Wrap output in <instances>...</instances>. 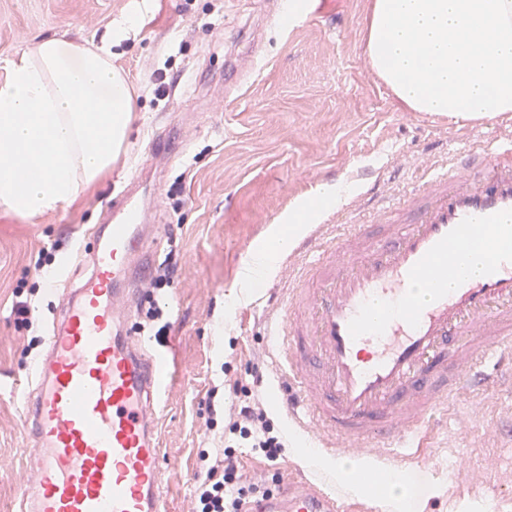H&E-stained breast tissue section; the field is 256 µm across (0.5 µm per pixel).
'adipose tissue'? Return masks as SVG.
<instances>
[{
    "label": "adipose tissue",
    "instance_id": "1",
    "mask_svg": "<svg viewBox=\"0 0 512 512\" xmlns=\"http://www.w3.org/2000/svg\"><path fill=\"white\" fill-rule=\"evenodd\" d=\"M151 8L152 0H129L100 44L46 37L0 65V207L22 218L64 210L119 161L134 92L112 49L136 34ZM474 28L483 39H471ZM365 50L409 111L475 119L512 112V0H372ZM350 192L324 184L292 206L242 259L235 288H263L305 224ZM334 471L351 491L377 489L393 512H406L403 475L380 476L373 487L362 464Z\"/></svg>",
    "mask_w": 512,
    "mask_h": 512
}]
</instances>
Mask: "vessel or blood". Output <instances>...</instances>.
I'll return each mask as SVG.
<instances>
[{
    "label": "vessel or blood",
    "mask_w": 512,
    "mask_h": 512,
    "mask_svg": "<svg viewBox=\"0 0 512 512\" xmlns=\"http://www.w3.org/2000/svg\"><path fill=\"white\" fill-rule=\"evenodd\" d=\"M423 170L422 187L396 198L366 178L348 211L369 209V221L316 225L289 256L269 330L275 397L336 460L413 463L428 414L512 379V138ZM112 208L30 373L32 480L19 512H161L163 356L120 315L150 272L153 227L134 201ZM476 242L486 260L472 273ZM245 512L363 508L297 471Z\"/></svg>",
    "instance_id": "b4317fda"
}]
</instances>
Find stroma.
<instances>
[{
  "instance_id": "stroma-1",
  "label": "stroma",
  "mask_w": 512,
  "mask_h": 512,
  "mask_svg": "<svg viewBox=\"0 0 512 512\" xmlns=\"http://www.w3.org/2000/svg\"><path fill=\"white\" fill-rule=\"evenodd\" d=\"M128 0H0V59L45 37L98 42ZM370 0H310L307 22L287 26L280 0H153L138 33L113 50L135 90V120L121 160L66 210L35 220L0 208V512H13L30 474L19 461L29 444L18 393L42 356L48 331L84 268L74 242L94 245L110 204L144 198L143 223L159 227L155 258L178 271L161 301L171 327L164 368L168 389L158 421L172 461L162 476L168 512H190L207 460L228 445L223 414L235 382L253 386L285 436L279 468L250 448L235 453L245 475L288 477L305 467L292 428L274 398L278 373L264 336L270 297L287 281L288 260L258 293L234 299L229 287L250 247L298 200L353 170H389L418 180L423 157L468 139L512 132V112L451 119L402 108L363 51ZM166 134L169 154L148 146ZM55 249L51 275L35 270ZM27 301L28 324L13 306ZM512 388L478 391L430 419L420 459L405 466L422 512H455L484 499L512 512ZM436 495H428V486Z\"/></svg>"
}]
</instances>
